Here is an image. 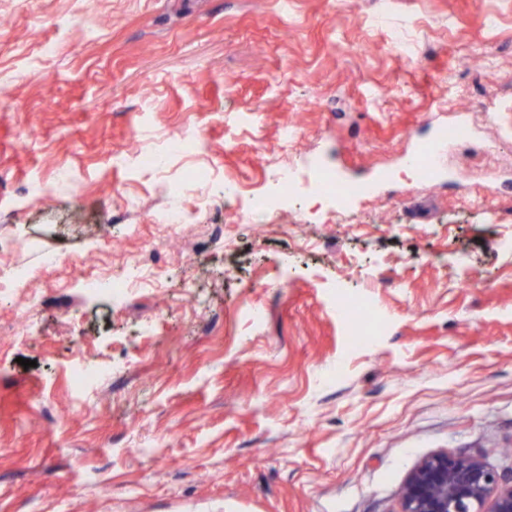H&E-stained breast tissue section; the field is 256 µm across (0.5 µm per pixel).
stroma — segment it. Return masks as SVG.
Returning a JSON list of instances; mask_svg holds the SVG:
<instances>
[{
    "label": "stroma",
    "instance_id": "35a3bbf8",
    "mask_svg": "<svg viewBox=\"0 0 512 512\" xmlns=\"http://www.w3.org/2000/svg\"><path fill=\"white\" fill-rule=\"evenodd\" d=\"M286 164L368 190L271 219ZM199 166L203 216L156 248ZM510 240L512 0H0V512H398L430 455L512 470ZM134 256L165 287L71 284ZM75 361L115 365L81 406Z\"/></svg>",
    "mask_w": 512,
    "mask_h": 512
}]
</instances>
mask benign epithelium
I'll list each match as a JSON object with an SVG mask.
<instances>
[{"label": "benign epithelium", "instance_id": "obj_1", "mask_svg": "<svg viewBox=\"0 0 512 512\" xmlns=\"http://www.w3.org/2000/svg\"><path fill=\"white\" fill-rule=\"evenodd\" d=\"M400 512H512V474L473 458L431 455L408 475Z\"/></svg>", "mask_w": 512, "mask_h": 512}]
</instances>
